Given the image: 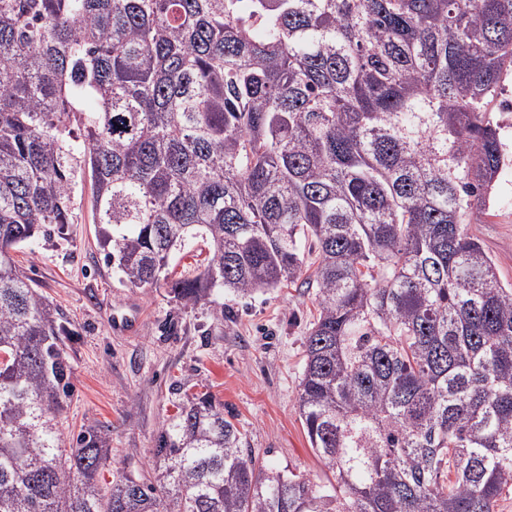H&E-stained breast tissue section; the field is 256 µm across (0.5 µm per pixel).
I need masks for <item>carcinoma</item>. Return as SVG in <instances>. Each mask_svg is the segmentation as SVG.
I'll return each instance as SVG.
<instances>
[{
  "instance_id": "carcinoma-1",
  "label": "carcinoma",
  "mask_w": 512,
  "mask_h": 512,
  "mask_svg": "<svg viewBox=\"0 0 512 512\" xmlns=\"http://www.w3.org/2000/svg\"><path fill=\"white\" fill-rule=\"evenodd\" d=\"M512 0H0V512H497L512 284L467 230L508 154ZM186 305L313 291L298 410L335 482L268 473L204 394L156 482L65 448L66 327L12 251L74 223ZM192 277H169L190 239ZM504 92L501 97L492 101L488 107V112L494 123H497L501 129L503 138L511 148L512 158V110L503 109L501 105L502 100H509L512 104V74L509 75L504 82ZM207 256V247L201 240L191 241L184 250L176 253L170 261L173 277L192 276Z\"/></svg>"
}]
</instances>
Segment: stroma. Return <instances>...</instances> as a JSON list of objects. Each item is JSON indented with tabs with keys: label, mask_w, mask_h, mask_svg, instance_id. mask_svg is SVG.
Instances as JSON below:
<instances>
[{
	"label": "stroma",
	"mask_w": 512,
	"mask_h": 512,
	"mask_svg": "<svg viewBox=\"0 0 512 512\" xmlns=\"http://www.w3.org/2000/svg\"><path fill=\"white\" fill-rule=\"evenodd\" d=\"M76 218L14 254L59 321L75 330L62 348L73 390L58 418L66 443L101 429L110 448L103 484L123 475L152 479L155 448L177 404L210 393L234 415L266 469L291 471L317 484L333 475L309 445L297 396L304 338L317 313L314 295L293 286L248 296L225 291L223 318L208 303L186 305L167 285L129 286L107 265L93 222L92 189L76 192ZM512 283V165L496 184L488 213L468 226ZM140 307L137 334L114 332L128 299Z\"/></svg>",
	"instance_id": "35a3bbf8"
}]
</instances>
